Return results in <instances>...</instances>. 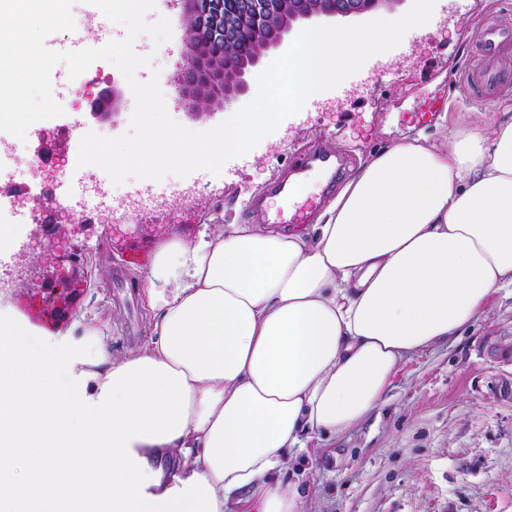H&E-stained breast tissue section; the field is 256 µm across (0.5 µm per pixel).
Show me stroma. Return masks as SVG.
<instances>
[{
    "mask_svg": "<svg viewBox=\"0 0 512 512\" xmlns=\"http://www.w3.org/2000/svg\"><path fill=\"white\" fill-rule=\"evenodd\" d=\"M163 15L172 37L159 46L145 34L136 39L140 55L151 59L137 76L158 74L176 122L192 130L214 127L224 112L193 117L178 100L173 80L186 32L179 10L159 4L147 19ZM498 16L512 19V0H436L427 28L410 30L399 46L365 63L368 81L349 78L343 90L324 92L230 160L221 175L202 171L159 181L164 194L156 202L166 210V222L147 208L130 213L114 230L105 207L84 213L73 244L91 286L54 320L40 290L51 256L31 231L40 217L56 215L66 186L47 180L34 160L63 144L75 148L77 121L107 136L124 133L135 105L131 90H124L114 123L89 122L90 95H77L80 82L72 80L71 92L59 96L63 116L28 133L14 158L0 161V188L17 184L34 193L22 206L26 218L12 249L0 253V323H28L53 348L80 341L91 326L103 328L113 353L144 345L152 318L144 290L158 247L198 239L225 224L253 223L255 199L286 174L291 159L317 145L346 157L336 175L340 188L376 150L419 132L439 139L458 116L512 106V88L486 102L454 83L470 64L464 37ZM509 334L511 287L496 293L487 313L459 336L405 361L384 400L352 430L294 453L292 472L313 490L311 512H512V400L498 392L512 366L490 355L497 338Z\"/></svg>",
    "mask_w": 512,
    "mask_h": 512,
    "instance_id": "35a3bbf8",
    "label": "stroma"
}]
</instances>
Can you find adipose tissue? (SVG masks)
<instances>
[{"label":"adipose tissue","mask_w":512,"mask_h":512,"mask_svg":"<svg viewBox=\"0 0 512 512\" xmlns=\"http://www.w3.org/2000/svg\"><path fill=\"white\" fill-rule=\"evenodd\" d=\"M314 230L163 244L151 340L119 356L0 325V512H306L290 455L512 286V116L379 151Z\"/></svg>","instance_id":"obj_1"}]
</instances>
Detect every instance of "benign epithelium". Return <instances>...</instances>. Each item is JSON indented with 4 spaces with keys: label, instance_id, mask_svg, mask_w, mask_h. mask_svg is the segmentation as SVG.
<instances>
[{
    "label": "benign epithelium",
    "instance_id": "7a95c632",
    "mask_svg": "<svg viewBox=\"0 0 512 512\" xmlns=\"http://www.w3.org/2000/svg\"><path fill=\"white\" fill-rule=\"evenodd\" d=\"M400 0H178L186 30L182 63L175 77L181 103L192 111L205 103L220 110L228 108L247 88L246 77L260 61L261 52L282 44L294 23L313 17L360 15L380 5ZM249 27L261 44V51L247 57L230 56L218 47L237 40ZM121 91L105 88L90 103L89 117L106 122L120 112ZM66 147L52 153L51 176L69 164ZM79 226V219L66 213L64 223L54 225L53 237L46 244L54 256L55 274L49 280L62 289L56 298L67 300L84 290L87 281L83 267L72 260L69 236ZM493 355L512 365V335L501 337L492 347Z\"/></svg>",
    "mask_w": 512,
    "mask_h": 512
}]
</instances>
